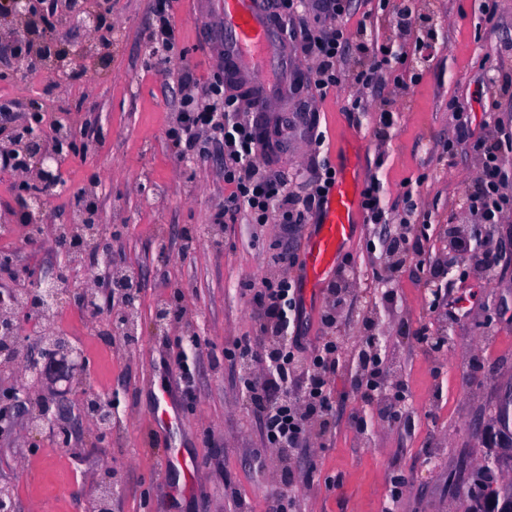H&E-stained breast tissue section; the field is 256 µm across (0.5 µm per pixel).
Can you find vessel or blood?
<instances>
[{
	"label": "vessel or blood",
	"mask_w": 512,
	"mask_h": 512,
	"mask_svg": "<svg viewBox=\"0 0 512 512\" xmlns=\"http://www.w3.org/2000/svg\"><path fill=\"white\" fill-rule=\"evenodd\" d=\"M209 20L224 33L225 79L256 93L263 110L275 109L288 93L277 79L288 42L270 0H214ZM361 209V173L356 167H344L302 255L301 273L309 288H318L335 266L353 237Z\"/></svg>",
	"instance_id": "obj_1"
}]
</instances>
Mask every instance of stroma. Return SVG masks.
Returning <instances> with one entry per match:
<instances>
[{
	"label": "stroma",
	"mask_w": 512,
	"mask_h": 512,
	"mask_svg": "<svg viewBox=\"0 0 512 512\" xmlns=\"http://www.w3.org/2000/svg\"><path fill=\"white\" fill-rule=\"evenodd\" d=\"M157 0H104L109 28L106 60H82L83 76L59 87L56 76L37 81L0 47V102L15 105L0 118L25 120L38 100L53 120L72 126L73 145L60 163L63 186L48 196L43 234L28 238L20 224L21 173L0 169V254L19 271L45 274L66 268L69 286L92 280V262L70 265L59 251L58 227L71 223L75 198L96 188V223L111 225L112 254L139 284L142 333L125 343L74 304L54 308L55 334L79 344L78 376L59 382L68 399H111L112 433L98 441L84 423L73 447L31 434L23 417L11 419L0 438V486H10L18 512H94L96 484L111 474V512H272L285 470L296 484L295 512H463L472 476L484 465L498 431L495 417L512 392V152L505 153L499 189L504 217L488 225L500 261L485 281L464 280L459 270L439 275L448 256V227L480 221L463 211L476 191L481 158L471 143L512 138V0H494L486 21L483 0H412L417 15L436 29L429 62L416 67L415 35L394 30L400 0H352L349 31L367 24L374 42L392 46L395 58L375 88L353 76L366 58L345 57L347 79L327 94L313 84V64L293 40L290 64L298 69L290 95L288 149L273 151L274 170L287 173L289 190L314 176L319 156L332 166L356 162L363 179L378 178L389 221L360 224L343 256V303L333 331L340 360L328 386L331 409L311 424L307 443L282 468L263 437L238 374L234 343L254 338L259 324L252 297L280 276L273 254L301 257L312 224L249 223L245 213L218 224L217 211L233 192L224 182V144L203 133L206 158L179 155L168 132L191 73L199 88L224 74L219 33L207 22L209 0H175L177 42L159 66L148 41ZM365 111L352 112L356 96ZM397 123L379 133V114ZM322 135L320 155L309 141ZM412 201H405V188ZM426 227L414 232V250L385 269L382 241L398 228L408 203ZM192 249H184L186 236ZM438 294H431V284ZM462 295L466 313L449 317V298ZM200 345L188 363L194 374L185 391L175 359L184 331ZM378 337L388 389L404 386L403 416L391 420L387 400L365 398L354 384L357 353ZM167 403L173 424L160 423ZM178 449L183 466L161 471L162 458ZM407 488L391 498V482Z\"/></svg>",
	"instance_id": "1"
}]
</instances>
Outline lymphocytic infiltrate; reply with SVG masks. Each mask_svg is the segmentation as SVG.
<instances>
[{
    "label": "lymphocytic infiltrate",
    "mask_w": 512,
    "mask_h": 512,
    "mask_svg": "<svg viewBox=\"0 0 512 512\" xmlns=\"http://www.w3.org/2000/svg\"><path fill=\"white\" fill-rule=\"evenodd\" d=\"M350 0H320L326 17L337 25L329 33L314 26L299 31L302 49L315 65L314 86L324 92L340 85L346 73L339 66L349 52L372 57V65L359 71L355 82L362 88H373L388 64L389 50L375 45L367 36L366 27L356 33L340 25ZM211 104L196 107L193 98H186L176 128L169 137L174 147H185L204 156L199 135L204 131L218 134L224 142V181L233 185V204L242 206L255 224L267 223L270 214H277L279 223L304 224L310 214L322 205L332 187L336 171L329 162L317 168L315 180L305 191L289 192L281 172H267L256 163L264 137L252 120L241 117L237 97L225 95L221 85H212ZM475 151L482 159L478 176L480 189L469 196V210L481 214L485 223L500 221L499 185L503 180L499 146L477 140ZM254 317L260 324L259 337L237 342L241 380L261 422L266 441L276 452L301 447L309 436L310 421L329 410L328 376L339 363V346L335 339H323L313 352H305L299 338L302 307L298 282L281 276L267 282L253 297ZM275 368L274 376L258 373L262 364ZM305 375L301 395L289 393L288 383L295 372Z\"/></svg>",
    "instance_id": "lymphocytic-infiltrate-1"
}]
</instances>
